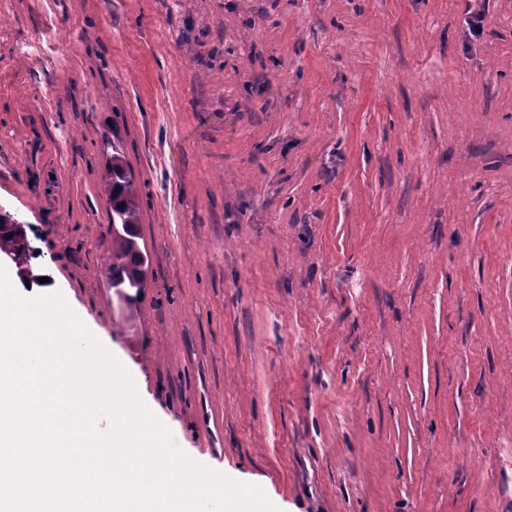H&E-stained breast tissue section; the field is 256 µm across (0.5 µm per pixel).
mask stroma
<instances>
[{
  "mask_svg": "<svg viewBox=\"0 0 512 512\" xmlns=\"http://www.w3.org/2000/svg\"><path fill=\"white\" fill-rule=\"evenodd\" d=\"M0 17V204L190 458L281 512H512V0ZM103 194L112 209V224H119L112 234V250L107 257L108 280L117 293L132 302L143 287L146 258L139 248L137 229L139 208L136 185L119 156H113L112 167L102 177ZM134 290V294L132 291Z\"/></svg>",
  "mask_w": 512,
  "mask_h": 512,
  "instance_id": "35a3bbf8",
  "label": "stroma"
}]
</instances>
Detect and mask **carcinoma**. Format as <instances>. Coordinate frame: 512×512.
Here are the masks:
<instances>
[{"mask_svg":"<svg viewBox=\"0 0 512 512\" xmlns=\"http://www.w3.org/2000/svg\"><path fill=\"white\" fill-rule=\"evenodd\" d=\"M103 194L112 209V223L119 226L112 234V250L107 257L108 280L127 302L135 299L134 291L143 287L146 258L139 248L137 229L139 208L136 185L118 156H112V167L102 177ZM25 234V229L13 223L9 212L0 213V239Z\"/></svg>","mask_w":512,"mask_h":512,"instance_id":"cac0c4a2","label":"carcinoma"}]
</instances>
